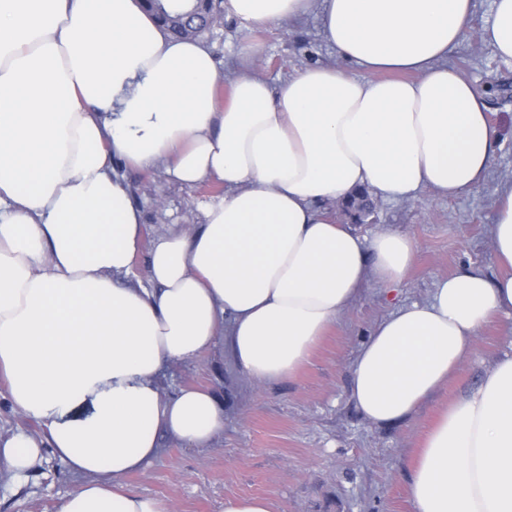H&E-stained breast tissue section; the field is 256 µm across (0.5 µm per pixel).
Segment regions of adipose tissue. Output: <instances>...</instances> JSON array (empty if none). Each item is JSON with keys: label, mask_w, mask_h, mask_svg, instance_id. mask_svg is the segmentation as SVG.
Segmentation results:
<instances>
[{"label": "adipose tissue", "mask_w": 512, "mask_h": 512, "mask_svg": "<svg viewBox=\"0 0 512 512\" xmlns=\"http://www.w3.org/2000/svg\"><path fill=\"white\" fill-rule=\"evenodd\" d=\"M472 7L224 0L247 28L317 13L337 57L372 77L315 66L273 88L244 74L220 106L206 44L169 37L138 0H0V380L41 426L0 438V473L23 478L49 447L82 479L58 512H173L124 480L159 457L161 433L209 447L224 408L205 388L164 394L163 369L224 341L252 382L293 376L366 283L406 280L418 248L337 223L332 204L484 180L498 130L448 63ZM480 37L512 63V0H494ZM120 164L224 187L202 223L154 241L149 290L126 281L144 217ZM490 237L496 276L463 270L373 327L350 366L370 422L413 414L481 327L512 318V182ZM410 470L413 512H512V354L437 414Z\"/></svg>", "instance_id": "adipose-tissue-1"}]
</instances>
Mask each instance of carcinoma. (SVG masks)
<instances>
[{
    "label": "carcinoma",
    "instance_id": "1",
    "mask_svg": "<svg viewBox=\"0 0 512 512\" xmlns=\"http://www.w3.org/2000/svg\"><path fill=\"white\" fill-rule=\"evenodd\" d=\"M154 22L175 38L199 39L212 32V20L224 13V0H189L179 11H171L163 0H142Z\"/></svg>",
    "mask_w": 512,
    "mask_h": 512
}]
</instances>
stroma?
<instances>
[{"label":"stroma","mask_w":512,"mask_h":512,"mask_svg":"<svg viewBox=\"0 0 512 512\" xmlns=\"http://www.w3.org/2000/svg\"><path fill=\"white\" fill-rule=\"evenodd\" d=\"M492 8L493 0H474L471 31L448 57L485 97L500 133L485 180L459 196L425 189L408 202L375 199L371 221L359 225V232L411 235L418 243L414 266L391 295L368 284L293 377L253 385L237 372L223 342L195 362L165 369L160 376L165 394L186 385L216 393L224 405V430L201 450L163 435L160 457L146 472L127 478L129 489L170 501L176 512H222L226 499L250 495L268 497L274 512H412L407 487L413 452L438 409L512 349V321L480 329L474 352L448 383L410 417L388 426L369 422L351 400L349 367L372 328L398 305L427 299L437 281L468 266L496 272L489 231L498 188L512 178V66L502 64L479 37ZM204 42L216 57L223 90L238 75L246 44L260 49L254 74L273 86L317 64L362 74L356 65L338 61L313 15L252 30L226 17ZM123 176L145 221L146 246L135 257L129 280L145 287L148 244L167 225L201 223L200 203L224 189L207 183L179 187L159 168L128 169ZM79 484L51 450H44L22 481L0 477V512H57L61 499Z\"/></svg>","instance_id":"1"}]
</instances>
